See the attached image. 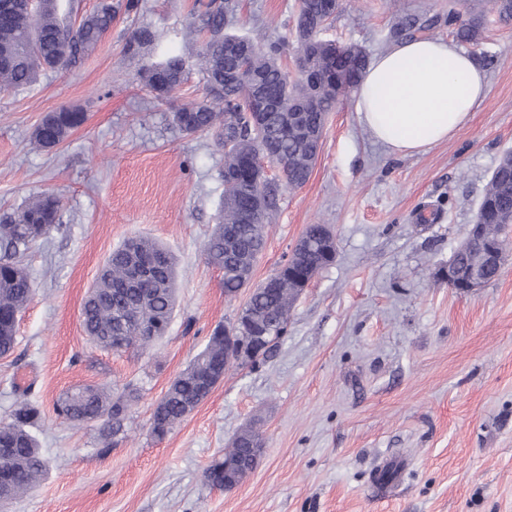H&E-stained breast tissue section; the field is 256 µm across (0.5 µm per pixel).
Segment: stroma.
Returning a JSON list of instances; mask_svg holds the SVG:
<instances>
[{
	"label": "stroma",
	"instance_id": "stroma-1",
	"mask_svg": "<svg viewBox=\"0 0 512 512\" xmlns=\"http://www.w3.org/2000/svg\"><path fill=\"white\" fill-rule=\"evenodd\" d=\"M229 30L283 46L292 66L297 0H238ZM194 0H142L118 15L74 67L0 93V216L48 193L61 218L24 255L35 296L0 358V421L29 391L43 416L35 435L47 461L41 484L0 512H512V251L498 279L461 294L442 272L465 236L491 171L512 151V20L483 0L471 52L488 93L447 142L396 156L358 122L352 99L328 116L307 183L283 192L254 269L261 282L283 264L307 225H329L336 259L294 302L288 331L260 362L233 368L164 440L154 408L204 348L233 322L248 294H224V273L203 245L224 201V153L212 137L180 132L171 115L206 96L188 32ZM436 18L451 38L448 0H344L324 36L390 49L397 18ZM150 26L159 48L183 52L186 80L156 100L123 48ZM78 107L84 123L50 151L31 144L44 116ZM133 236L163 244L177 262V300L166 336L150 351L93 345L80 320L103 262ZM139 385L126 435L61 422L54 404L84 384ZM264 451L232 491L203 473L242 428ZM402 469L385 493L373 485L386 458Z\"/></svg>",
	"mask_w": 512,
	"mask_h": 512
}]
</instances>
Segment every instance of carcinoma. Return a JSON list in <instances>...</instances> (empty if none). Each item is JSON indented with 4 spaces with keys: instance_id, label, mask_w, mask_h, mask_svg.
Here are the masks:
<instances>
[{
    "instance_id": "1",
    "label": "carcinoma",
    "mask_w": 512,
    "mask_h": 512,
    "mask_svg": "<svg viewBox=\"0 0 512 512\" xmlns=\"http://www.w3.org/2000/svg\"><path fill=\"white\" fill-rule=\"evenodd\" d=\"M197 15L198 24L190 29L203 35L196 54L199 71L206 85V99L186 104L172 113V123L182 132L209 133L224 149V168L234 162L260 160L274 154L288 159V165L263 184L269 197L259 222L244 219L252 190L244 182L224 180V203L218 224L204 244L208 264L224 272V295L236 296L249 288L255 265L266 243V227L273 223L279 196L286 190L302 187L317 160L315 147L296 132L291 108L297 102L310 103L304 113L308 125L322 129L328 113L346 98L368 66L365 52L356 46L348 52L347 72L352 82L325 91L311 104V88L304 81L288 80L281 64L282 47L277 42L261 44L248 36L225 32L236 11L235 0H205ZM319 0H299L296 26L319 12ZM141 0H104L85 15L78 26L67 23L59 14L58 0H39L30 11L28 0H0V92L25 89L37 82L40 73L60 61L72 66L92 52L112 27L118 13L137 14ZM458 11L448 6V24L456 26L455 36L464 43L477 45L482 40L483 18H471L457 24ZM242 41L251 55L240 60L224 59V42ZM154 34L147 28L131 33L125 54L133 59L141 49L152 45ZM259 73L280 97L281 111L275 112L263 126L261 136L253 133L246 118L245 86L224 91V69L241 66ZM184 57L164 50L160 59L140 71V77L159 100L171 97L185 74ZM85 120L76 108H63L46 115L33 132L34 144L51 149L62 143ZM478 209L484 212L486 236L501 258L509 245L508 227L512 224V182L492 173ZM60 221V203L53 195L29 200L13 217L0 222V357L11 354L16 344V318L32 301L35 289L21 257L40 238L47 236ZM336 241L323 224H310L292 251L291 270L284 271L271 288H250L247 303L237 317L235 335L250 336L253 330L270 327L269 341L276 343L287 332L288 314L306 282L302 273L317 272L333 261ZM462 279L475 273L483 283L495 281L500 267L488 265L478 245L462 244L453 254ZM175 305V261L157 241L132 237L113 250L100 268L81 309V324L89 339L98 346L116 352L130 349L145 351L166 335ZM241 363L225 348L224 326H216L204 349L180 372L156 405L150 435L164 439L188 410L201 402L221 374ZM138 389L127 386L118 395L101 385H83L61 395L54 404L57 418L73 425L87 426L103 421L112 433L122 431ZM42 421L39 408L30 401L21 402L7 422H0V502L17 499L43 478L46 462L32 432ZM262 442L250 429L238 432L224 455L204 472V481L231 491L250 474L248 470L224 469V461L260 457Z\"/></svg>"
}]
</instances>
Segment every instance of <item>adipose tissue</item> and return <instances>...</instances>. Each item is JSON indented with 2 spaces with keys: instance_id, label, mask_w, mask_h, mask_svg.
<instances>
[{
  "instance_id": "obj_1",
  "label": "adipose tissue",
  "mask_w": 512,
  "mask_h": 512,
  "mask_svg": "<svg viewBox=\"0 0 512 512\" xmlns=\"http://www.w3.org/2000/svg\"><path fill=\"white\" fill-rule=\"evenodd\" d=\"M487 92V74L469 51L413 38L374 56L354 88V110L392 154L415 155L451 139Z\"/></svg>"
}]
</instances>
